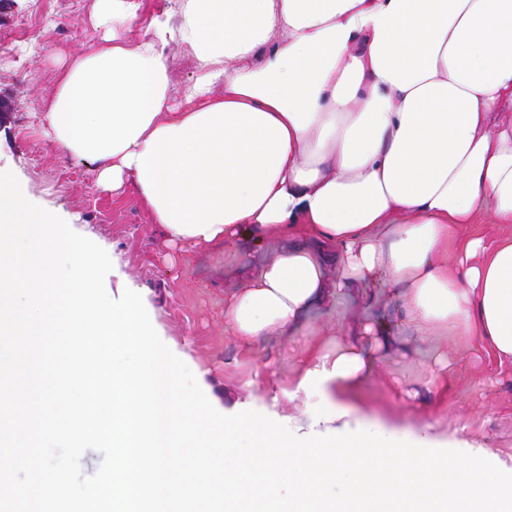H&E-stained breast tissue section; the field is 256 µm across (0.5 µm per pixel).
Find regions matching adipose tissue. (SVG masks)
<instances>
[{
  "mask_svg": "<svg viewBox=\"0 0 512 512\" xmlns=\"http://www.w3.org/2000/svg\"><path fill=\"white\" fill-rule=\"evenodd\" d=\"M138 39L137 0H96L109 24L74 56L45 116L97 181L133 186L171 245L247 231L288 244L224 299L240 343L294 330L312 308L384 279L409 322L452 331L512 366V0H174ZM194 76L175 95L167 49ZM72 225L0 174V512H40L57 448L111 435L115 512H512V465L433 423L401 437L349 428L341 396L383 342L313 355L288 401L219 416L136 291L99 293ZM149 483L132 494L131 469ZM27 471L26 480L16 478ZM478 224H467L463 233L467 236L484 238L487 243H494L502 237L512 235V224H495L490 219H482Z\"/></svg>",
  "mask_w": 512,
  "mask_h": 512,
  "instance_id": "obj_1",
  "label": "adipose tissue"
}]
</instances>
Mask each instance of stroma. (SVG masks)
<instances>
[{"label": "stroma", "mask_w": 512, "mask_h": 512, "mask_svg": "<svg viewBox=\"0 0 512 512\" xmlns=\"http://www.w3.org/2000/svg\"><path fill=\"white\" fill-rule=\"evenodd\" d=\"M95 0H0V170L33 204L57 214L90 244L100 290L121 299L138 291L154 330L183 358L189 382L233 413L259 395L277 399V411L296 414L281 397L312 349L355 334L364 318L384 326L395 342L379 354L348 411L351 426L373 424L408 435L424 422L450 436L465 422L466 438L512 458V368L462 337L415 331L399 289L376 285L354 291L304 320L292 336H263L245 347L224 329V295L244 287L249 272L270 258L276 242L241 238L237 247L170 249L159 225L133 192L115 197L97 182L95 163L59 151L44 116L61 71L74 55L96 47L103 33ZM447 363L448 388L433 398L425 387L435 361ZM113 448H60L64 488L75 494L106 489Z\"/></svg>", "instance_id": "35a3bbf8"}]
</instances>
